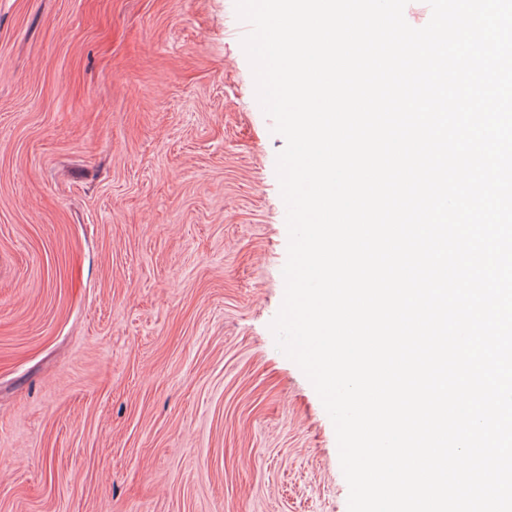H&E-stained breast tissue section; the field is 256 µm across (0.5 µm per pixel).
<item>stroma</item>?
Returning <instances> with one entry per match:
<instances>
[{"instance_id": "1", "label": "stroma", "mask_w": 512, "mask_h": 512, "mask_svg": "<svg viewBox=\"0 0 512 512\" xmlns=\"http://www.w3.org/2000/svg\"><path fill=\"white\" fill-rule=\"evenodd\" d=\"M238 22L0 0V512H348Z\"/></svg>"}]
</instances>
